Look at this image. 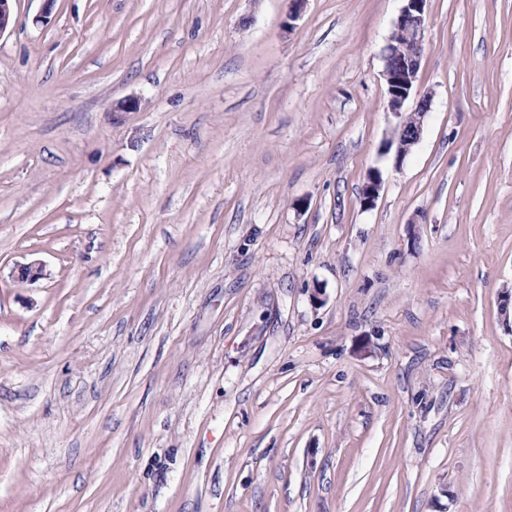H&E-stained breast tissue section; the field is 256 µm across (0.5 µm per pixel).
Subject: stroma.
Wrapping results in <instances>:
<instances>
[{"label":"stroma","mask_w":512,"mask_h":512,"mask_svg":"<svg viewBox=\"0 0 512 512\" xmlns=\"http://www.w3.org/2000/svg\"><path fill=\"white\" fill-rule=\"evenodd\" d=\"M401 7L15 0L0 512H512V0H429L399 166ZM404 2L389 37L385 54L383 78L386 85L387 108L398 119L386 146H395V163L399 165L413 151L429 114V97H420L414 108V122L408 126L403 122V107L407 100L417 94L418 73L421 64L425 37V18L428 0H402ZM397 44L396 52L390 46Z\"/></svg>","instance_id":"35a3bbf8"}]
</instances>
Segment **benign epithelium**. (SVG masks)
Instances as JSON below:
<instances>
[{"label": "benign epithelium", "mask_w": 512, "mask_h": 512, "mask_svg": "<svg viewBox=\"0 0 512 512\" xmlns=\"http://www.w3.org/2000/svg\"><path fill=\"white\" fill-rule=\"evenodd\" d=\"M14 0H0V36L13 23ZM428 0H403V6L394 24L388 43L397 44V50L385 49L383 78L386 85L388 111L397 123L386 146L395 147V163L401 164L421 140L429 114V97H420L413 110L414 122H403V107L417 93L418 73L425 37V18ZM379 172L374 170L367 177L361 191V204L366 209L375 206L381 190ZM13 276L22 283H33L43 276V266L37 262L19 264Z\"/></svg>", "instance_id": "obj_1"}]
</instances>
